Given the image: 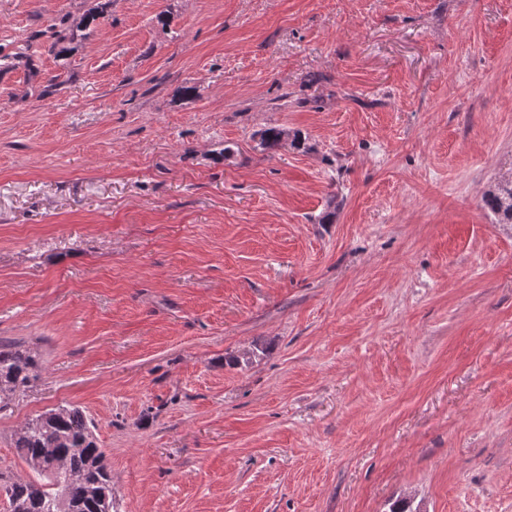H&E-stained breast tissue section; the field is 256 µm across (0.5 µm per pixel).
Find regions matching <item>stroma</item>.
Returning a JSON list of instances; mask_svg holds the SVG:
<instances>
[{
  "instance_id": "stroma-1",
  "label": "stroma",
  "mask_w": 512,
  "mask_h": 512,
  "mask_svg": "<svg viewBox=\"0 0 512 512\" xmlns=\"http://www.w3.org/2000/svg\"><path fill=\"white\" fill-rule=\"evenodd\" d=\"M510 178L512 0H0V473L74 406L112 512H512ZM484 207L498 217L500 224H512V180L498 182L483 198ZM39 363L30 349L0 340V403L27 387Z\"/></svg>"
}]
</instances>
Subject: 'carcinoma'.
<instances>
[{"instance_id":"1","label":"carcinoma","mask_w":512,"mask_h":512,"mask_svg":"<svg viewBox=\"0 0 512 512\" xmlns=\"http://www.w3.org/2000/svg\"><path fill=\"white\" fill-rule=\"evenodd\" d=\"M96 15L85 16L76 29L57 33L53 49L59 56L69 48L75 31L89 27ZM285 131L268 128L260 135V145L273 149L285 138ZM484 207L500 224H512V180L498 182L483 198ZM39 363L31 350L0 341V403L26 387ZM92 422L77 408L56 407L25 422L13 440L17 454L35 477L0 482L10 491L13 512H103L101 504L112 499V473L105 454L92 432ZM67 476L55 477L57 464Z\"/></svg>"}]
</instances>
